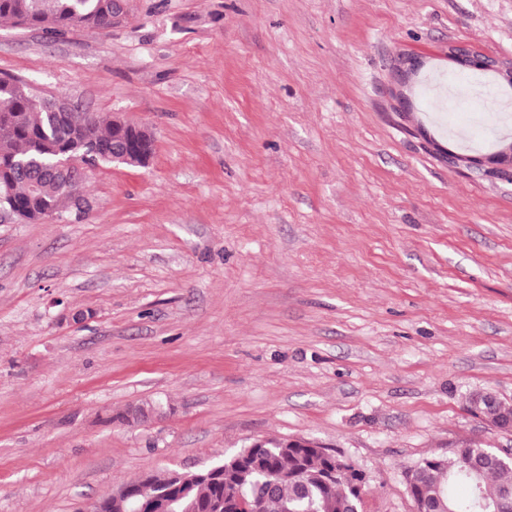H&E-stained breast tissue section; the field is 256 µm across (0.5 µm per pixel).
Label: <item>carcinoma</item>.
<instances>
[{
    "label": "carcinoma",
    "mask_w": 512,
    "mask_h": 512,
    "mask_svg": "<svg viewBox=\"0 0 512 512\" xmlns=\"http://www.w3.org/2000/svg\"><path fill=\"white\" fill-rule=\"evenodd\" d=\"M112 19V0H0V20L63 35L73 28L98 29ZM24 83L0 80V179L10 201L36 222L75 205L73 195L48 173L59 152L90 163L112 162L118 132L71 110L61 122L55 113L28 102ZM469 411L490 422L509 410L493 399ZM215 476L184 481L173 491V512H244L259 496V512H359L366 480L346 460L320 448L264 440L220 462ZM336 478L325 479L330 472ZM406 489L424 512H512V461L494 448L467 442L446 458L423 459L405 472ZM99 512H129L131 502L113 496L98 500Z\"/></svg>",
    "instance_id": "cac0c4a2"
}]
</instances>
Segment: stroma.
<instances>
[{"label":"stroma","mask_w":512,"mask_h":512,"mask_svg":"<svg viewBox=\"0 0 512 512\" xmlns=\"http://www.w3.org/2000/svg\"><path fill=\"white\" fill-rule=\"evenodd\" d=\"M512 65V0H130L114 28L0 23V76L155 138L88 167L83 209L0 223V512H78L147 472L304 437L361 512L512 404V177L449 165Z\"/></svg>","instance_id":"35a3bbf8"}]
</instances>
